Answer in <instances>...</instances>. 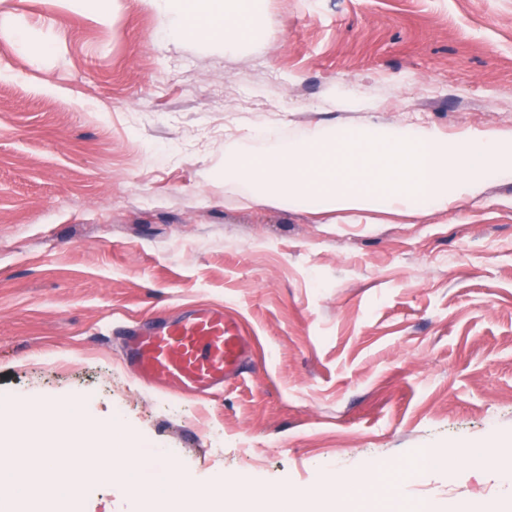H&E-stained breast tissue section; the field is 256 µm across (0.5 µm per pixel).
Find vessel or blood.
<instances>
[{
	"label": "vessel or blood",
	"instance_id": "obj_1",
	"mask_svg": "<svg viewBox=\"0 0 512 512\" xmlns=\"http://www.w3.org/2000/svg\"><path fill=\"white\" fill-rule=\"evenodd\" d=\"M125 364L172 394L207 395L245 367L252 339L222 306L202 305L161 325L125 329Z\"/></svg>",
	"mask_w": 512,
	"mask_h": 512
}]
</instances>
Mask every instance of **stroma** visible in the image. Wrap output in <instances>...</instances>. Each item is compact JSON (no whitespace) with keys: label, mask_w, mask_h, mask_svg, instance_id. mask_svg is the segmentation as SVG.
Listing matches in <instances>:
<instances>
[{"label":"stroma","mask_w":512,"mask_h":512,"mask_svg":"<svg viewBox=\"0 0 512 512\" xmlns=\"http://www.w3.org/2000/svg\"><path fill=\"white\" fill-rule=\"evenodd\" d=\"M276 37L175 38L146 0H0V398L123 406L221 512H329L318 470L420 465L426 512H500L512 438V176L359 223L224 181L316 125L496 134L512 163V0H258ZM50 53H42V46ZM217 304L253 340L203 397L143 383L122 328ZM253 477L257 496L234 485ZM68 512H145L123 480Z\"/></svg>","instance_id":"1"}]
</instances>
